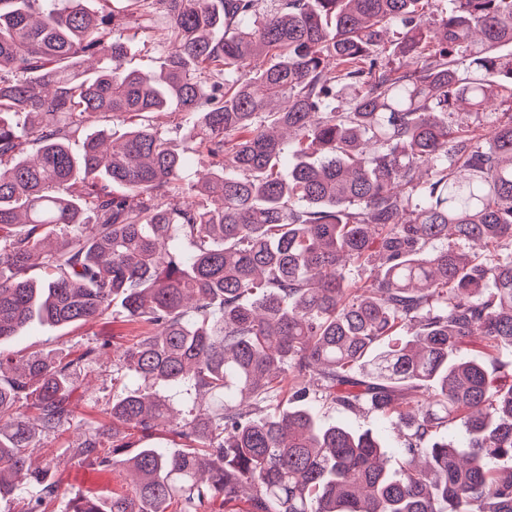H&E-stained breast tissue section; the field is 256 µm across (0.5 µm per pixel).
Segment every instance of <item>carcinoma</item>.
<instances>
[{
  "label": "carcinoma",
  "mask_w": 512,
  "mask_h": 512,
  "mask_svg": "<svg viewBox=\"0 0 512 512\" xmlns=\"http://www.w3.org/2000/svg\"><path fill=\"white\" fill-rule=\"evenodd\" d=\"M56 2L0 0V342L117 298L148 326L112 361L137 385L71 449L131 486L69 512H512V0ZM125 30L154 33L156 69L124 67ZM111 347L0 351V499L23 474V512L67 494L30 456ZM313 396L396 418L399 469Z\"/></svg>",
  "instance_id": "obj_1"
}]
</instances>
